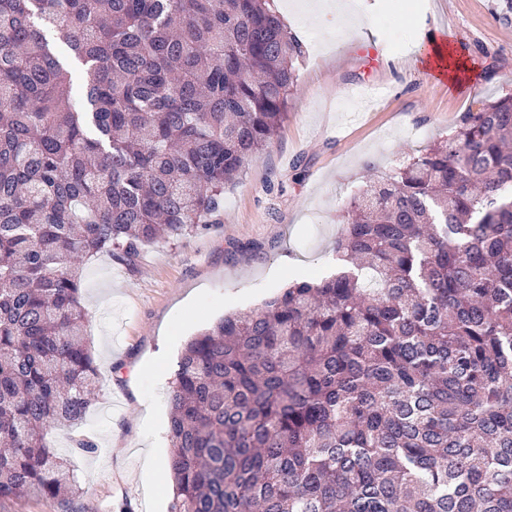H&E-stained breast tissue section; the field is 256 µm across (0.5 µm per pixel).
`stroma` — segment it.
Listing matches in <instances>:
<instances>
[{"instance_id": "stroma-1", "label": "stroma", "mask_w": 512, "mask_h": 512, "mask_svg": "<svg viewBox=\"0 0 512 512\" xmlns=\"http://www.w3.org/2000/svg\"><path fill=\"white\" fill-rule=\"evenodd\" d=\"M501 2L361 0L370 24L350 42L274 0L305 47L286 119L225 188L218 227L146 246L132 266L85 262L99 379L82 423L47 437L68 462L73 492L63 506L1 499L0 512H170L172 493L148 499L141 473L146 452L163 460L170 451L169 393L184 343L288 283L333 274L343 217L369 175H389L446 138L480 99L512 94V15H501ZM440 35L472 69L462 88L418 62ZM78 434L94 452L74 451Z\"/></svg>"}]
</instances>
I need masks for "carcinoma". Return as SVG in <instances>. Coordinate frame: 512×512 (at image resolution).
Instances as JSON below:
<instances>
[{"mask_svg": "<svg viewBox=\"0 0 512 512\" xmlns=\"http://www.w3.org/2000/svg\"><path fill=\"white\" fill-rule=\"evenodd\" d=\"M304 50L267 0H0V499L71 487L82 265L208 231ZM512 95L355 197L335 276L188 340L171 512H512Z\"/></svg>", "mask_w": 512, "mask_h": 512, "instance_id": "obj_1", "label": "carcinoma"}]
</instances>
